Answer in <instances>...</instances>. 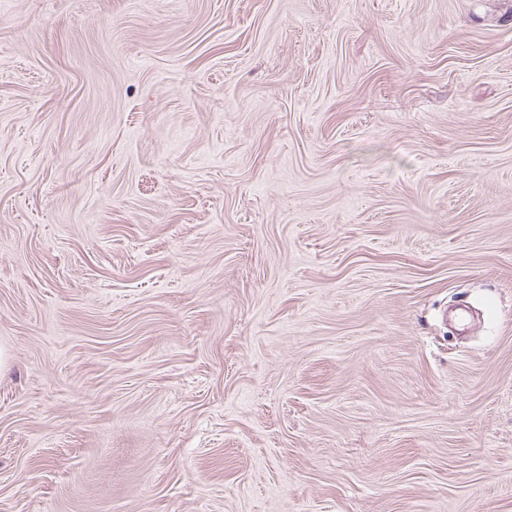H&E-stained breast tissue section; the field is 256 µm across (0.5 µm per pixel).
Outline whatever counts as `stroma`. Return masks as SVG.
<instances>
[{
	"label": "stroma",
	"mask_w": 512,
	"mask_h": 512,
	"mask_svg": "<svg viewBox=\"0 0 512 512\" xmlns=\"http://www.w3.org/2000/svg\"><path fill=\"white\" fill-rule=\"evenodd\" d=\"M0 512H512V0H0Z\"/></svg>",
	"instance_id": "35a3bbf8"
}]
</instances>
